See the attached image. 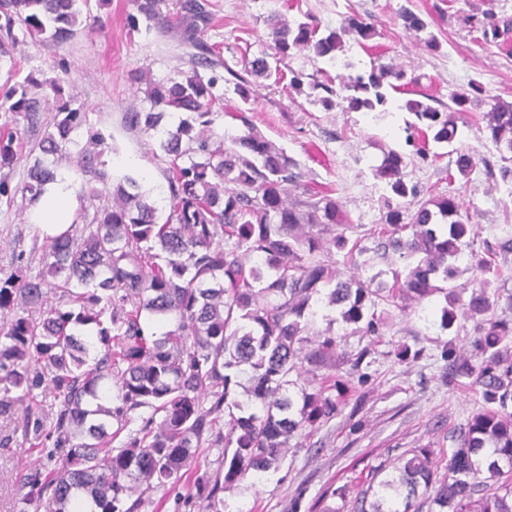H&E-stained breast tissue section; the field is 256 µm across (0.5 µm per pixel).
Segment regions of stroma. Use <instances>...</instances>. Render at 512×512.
I'll return each mask as SVG.
<instances>
[{
    "label": "stroma",
    "mask_w": 512,
    "mask_h": 512,
    "mask_svg": "<svg viewBox=\"0 0 512 512\" xmlns=\"http://www.w3.org/2000/svg\"><path fill=\"white\" fill-rule=\"evenodd\" d=\"M213 23L201 38L216 48L217 72L224 76L226 115L215 124L229 137L243 135L247 125L255 128L277 148L296 160L302 184L334 192L349 223L347 237L360 239L365 248L359 264L337 261L341 277L359 279L377 271H404L407 263L396 255L385 256L369 235L380 223L391 192L384 179L375 176L388 151H398L404 160L408 181L417 183L434 197H452L460 212L470 214L477 229L475 254L484 243L512 241V181L490 177L486 164H499V154L486 132L485 104L475 102L461 113L452 144L427 142L428 160H421L406 143L410 99L432 96L449 103L454 91L470 81L483 84L488 95L512 102V44H484L461 23L459 12L481 14L493 9L512 16V0H208ZM410 9L428 24L425 31L406 28L401 12ZM134 0H89L81 12L74 36L65 44L24 39L11 57L0 58V86L22 81L29 74L38 79L60 78L71 95L72 107L87 114V128L74 132L69 146L76 153L87 139L88 129L100 131L110 146L103 159L113 173L132 170L145 187L167 188L163 166L157 158L155 135L131 130L125 113L147 107L146 89L189 70L192 47L176 32H159L140 22L130 30L126 17L135 13ZM278 14L289 22L313 18L322 30H342L348 16L371 17L375 34L368 40L344 36V47L335 63L318 58L309 50H292L279 66L284 74L303 76L301 90L249 77V100L237 92L238 75L247 60L271 52L273 43L266 20ZM440 43L437 50L425 45L428 35ZM403 67L419 82L409 90L392 91L384 110L343 112L321 103L322 89L314 88L319 69L346 76L350 67L370 64ZM243 111L245 121L232 119ZM471 154L476 166L467 176L457 173V152ZM30 206L22 199L0 201V275L13 272L12 249H31L37 230L30 222ZM443 297L435 296L407 307L379 304L388 315L378 343L354 332L344 322L327 323L325 305H317L310 320L311 331L332 328L340 349L353 355L369 354L361 365L369 380L363 408L356 415L341 412L321 427L315 443L289 449L279 470L260 480L245 478L226 486L221 496L225 512H319L331 507L349 512L340 499L328 497L329 487L354 480L367 466L394 460L411 448H451L449 434L464 425L474 409V392L466 386L448 389L442 381L440 347L449 338L466 344L472 321L440 327ZM422 349L413 362L396 357L400 345ZM10 435L9 447H0V512H46L27 503L17 478L38 460L26 442L20 420H0V435ZM224 474V451L203 449L196 464L171 490L147 493L140 512H208L199 493V482Z\"/></svg>",
    "instance_id": "stroma-1"
}]
</instances>
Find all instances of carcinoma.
I'll return each instance as SVG.
<instances>
[{
    "label": "carcinoma",
    "instance_id": "carcinoma-1",
    "mask_svg": "<svg viewBox=\"0 0 512 512\" xmlns=\"http://www.w3.org/2000/svg\"><path fill=\"white\" fill-rule=\"evenodd\" d=\"M80 0H0V54L18 43L15 30L30 38L63 42L74 36ZM139 17L161 31L175 30L196 49L192 68L148 88L149 107L126 114L132 128L158 137L166 164L169 212L161 218L139 180L126 174L115 185L105 170L106 139L88 133L77 166L101 197L112 186V202L97 207L91 221L73 224L47 237L43 271L0 277V419L14 417L19 402L39 399L23 416L24 436L41 465L21 475L25 499L49 512H140L143 495L176 485L196 461L200 448L224 449V480L208 486V507L221 512L224 487L252 475L275 472L290 441L306 438L336 417L345 405L349 383L328 375L314 386L304 365L336 369L339 342L331 332L305 336L318 303L340 310V317L368 336H382L378 301L444 297L440 327L458 318L474 320L469 338L473 358L456 339L441 347L450 388L469 381L481 401L459 429V447L434 451L411 448L391 466H371L350 512H512V317L495 313L500 294L486 278L462 302L464 289L452 283L459 261L473 245L475 225L461 216L451 198L420 200L421 189L405 181L403 157L388 152L377 172L399 198L415 209L389 207L374 229L380 247L416 263L393 282L373 274L367 281L342 280L331 254L335 247L356 262L364 249L345 232L322 238L330 224L342 223L339 205L328 189L299 187L297 163L260 132L217 136L213 125L224 116L222 77L213 69L215 51L200 37L212 22L201 0H135ZM462 22L485 43L512 40V16L489 10ZM277 54L313 49L336 61L342 37L319 32L309 22L292 24L279 15L267 19ZM345 32L367 40L371 26L348 19ZM248 72L269 79L277 68L267 56L246 62ZM34 84L44 91L27 96ZM417 79L403 69L382 65L313 84L329 94L328 108L374 111L393 91ZM62 96L61 79L27 77L0 96V111L33 129L43 104ZM487 104L486 128L501 156L502 180L512 178V103L488 98L479 82L451 96L456 111L474 101ZM417 122L409 138L432 132L433 141L450 143L457 134L451 112L419 100L406 102ZM179 114V123H165ZM87 113L65 103L53 116L52 130L37 143L40 156L28 167L22 187L11 186L8 172L22 158L17 133L0 132V197L28 196L37 201L43 186L58 177L59 159ZM53 157L47 161L46 157ZM505 247L484 242L482 272L502 277ZM165 329L151 330L155 319ZM144 409L151 413L137 418ZM120 440L119 446L112 442Z\"/></svg>",
    "mask_w": 512,
    "mask_h": 512
}]
</instances>
